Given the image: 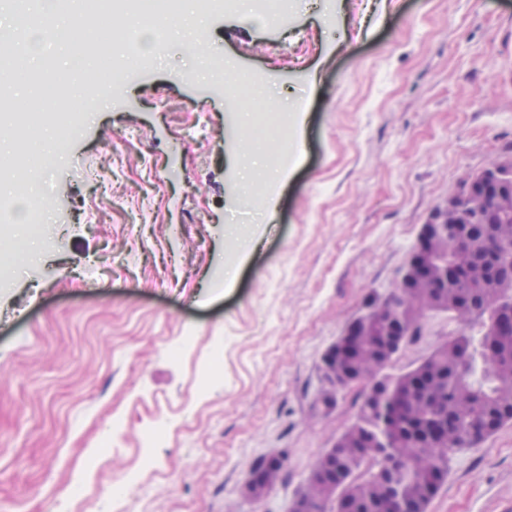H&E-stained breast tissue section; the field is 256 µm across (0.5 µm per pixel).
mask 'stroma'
I'll use <instances>...</instances> for the list:
<instances>
[{"label": "stroma", "instance_id": "obj_1", "mask_svg": "<svg viewBox=\"0 0 512 512\" xmlns=\"http://www.w3.org/2000/svg\"><path fill=\"white\" fill-rule=\"evenodd\" d=\"M291 6L284 25L208 15L195 58L169 37L43 171L57 204L0 290V512H93L122 482L129 512H286L353 417L317 404L324 353L461 180L512 152V0ZM83 9L30 12L0 48V69L26 62L19 112L46 82L70 103L75 47L99 36L72 24ZM213 48L304 113L253 211L234 205L248 125L198 77ZM14 121L0 112L5 182L28 175ZM282 451L286 482L246 501L254 460ZM429 512H512V425L451 456Z\"/></svg>", "mask_w": 512, "mask_h": 512}]
</instances>
